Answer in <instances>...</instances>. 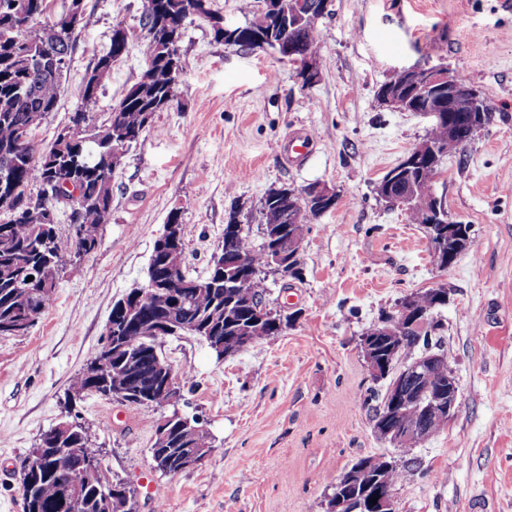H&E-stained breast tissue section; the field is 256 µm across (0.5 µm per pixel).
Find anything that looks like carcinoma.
<instances>
[{
	"label": "carcinoma",
	"mask_w": 512,
	"mask_h": 512,
	"mask_svg": "<svg viewBox=\"0 0 512 512\" xmlns=\"http://www.w3.org/2000/svg\"><path fill=\"white\" fill-rule=\"evenodd\" d=\"M308 0H279L276 11L250 6L251 18L242 26L224 27V18L210 8V0H147L144 25L148 36L143 44L145 69L140 80L132 85L121 102L108 113L100 126L89 124L90 113L98 107L97 88L112 70V64L126 55L128 34L124 20L115 19L108 52L101 56L93 70L83 79L82 104L70 117V124H83V130L73 139H54L49 148L24 147L18 141L20 129L28 133L39 126L43 117L56 107L63 73L48 68V58L70 54L71 38L76 29L86 24L85 14L70 24L63 17L36 26L44 16L47 0H0V200L14 190H26L33 182L43 185L53 181L74 184L79 188L78 207L81 224L77 241L70 255H64L57 233L56 221L46 222L36 213L23 220H0V336H22L29 332L36 318L51 300L60 272L67 262L91 253L98 245V229L104 223L112 205V179L121 165L118 153L127 152L138 144L149 130L153 115L169 107L176 96L182 72L178 44L183 35L179 23L190 11L203 15L211 23L214 39L226 45L259 48L273 45L284 38L305 50L317 43V28L309 18L300 16ZM397 90L409 92V112L430 110L438 113L432 121L427 140L437 146L440 156L459 152L468 144L467 133L448 139V92L424 95L408 91L406 76L393 72L380 86L378 96ZM402 173L406 177L392 185L381 181L378 188L388 196H399L404 188L419 179L429 160L404 159ZM288 188L271 189L264 198L262 214L266 224H288V209L292 203ZM236 223L229 217L224 224V236L233 239L231 250L224 254V264L209 265L202 277L194 278L196 287L188 289L178 307L161 297H154L136 314L128 325L113 307L108 322L116 329H106L95 360L103 361L101 373L95 379L87 371L79 372L71 381L65 396L62 420L42 433L48 448L80 447L86 426L75 411L77 402L95 393L102 397L123 398L130 404L138 397L153 392V399L164 400L160 389L153 388L152 375L157 360L154 353L155 332L160 320L176 316L189 324L188 333L205 340L210 350L221 358L224 352L236 348L238 331L254 317L266 290L261 276L251 279L245 294L237 298L236 306L226 310L224 289H212L211 284L224 277H234L239 268H260L266 265L267 246L255 247L247 233L231 229ZM33 280H27V277ZM392 324L399 349L382 348L390 368L401 357L412 354L417 347L428 348L440 325L432 323L423 332L406 330ZM138 352L135 367L125 360L127 352ZM173 440L177 444L193 441L200 436L197 422L173 423ZM29 474L32 483L22 480L24 512H58L57 501L62 488L59 473L52 462L35 463ZM402 478L396 468L385 469L372 489L395 487ZM78 512H114L112 497L103 493L99 476L81 477Z\"/></svg>",
	"instance_id": "cac0c4a2"
}]
</instances>
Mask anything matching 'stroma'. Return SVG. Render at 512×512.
I'll return each mask as SVG.
<instances>
[{
    "mask_svg": "<svg viewBox=\"0 0 512 512\" xmlns=\"http://www.w3.org/2000/svg\"><path fill=\"white\" fill-rule=\"evenodd\" d=\"M83 4L57 105L35 131L41 148L80 108L115 18L128 52L98 87L94 125L145 68L146 0ZM317 31L319 78L305 85L273 50L225 45L208 20H186L177 95L125 155L96 249L65 268L29 333L0 336V512H23L29 450L58 423L115 301L143 283L169 212L181 215L186 273L202 276L230 212L261 244L265 193L312 183L334 189L336 205L304 238L300 278L266 281V304L298 320L224 359L196 336L160 338V355L190 377L176 408L84 397L77 410L107 473L134 489L138 512H325L339 475L385 455L405 468L395 512H512V0H328ZM417 64L447 65L496 109L432 183L451 220L471 227L468 251L448 268L425 226L376 194L432 123L377 97L396 69ZM302 141L300 156L291 146ZM439 287L448 302L434 317L459 407L439 432L399 448L375 434L363 404L384 385L368 372L361 338L405 295ZM175 409L199 417L214 452L165 475L150 448Z\"/></svg>",
    "mask_w": 512,
    "mask_h": 512,
    "instance_id": "35a3bbf8",
    "label": "stroma"
}]
</instances>
